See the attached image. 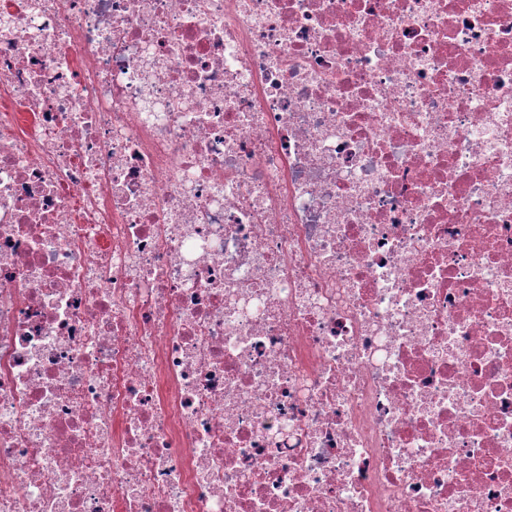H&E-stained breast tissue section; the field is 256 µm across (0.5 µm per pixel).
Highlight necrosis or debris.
Segmentation results:
<instances>
[{"instance_id": "1", "label": "necrosis or debris", "mask_w": 512, "mask_h": 512, "mask_svg": "<svg viewBox=\"0 0 512 512\" xmlns=\"http://www.w3.org/2000/svg\"><path fill=\"white\" fill-rule=\"evenodd\" d=\"M0 512H512V0L0 12Z\"/></svg>"}]
</instances>
